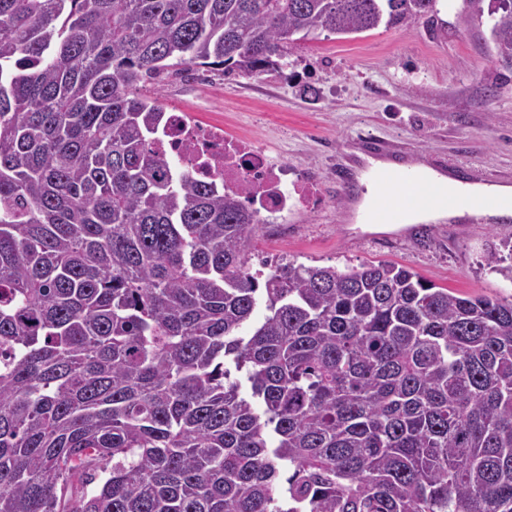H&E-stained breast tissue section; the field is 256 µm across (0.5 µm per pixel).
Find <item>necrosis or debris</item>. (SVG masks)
I'll use <instances>...</instances> for the list:
<instances>
[{"label": "necrosis or debris", "instance_id": "necrosis-or-debris-1", "mask_svg": "<svg viewBox=\"0 0 512 512\" xmlns=\"http://www.w3.org/2000/svg\"><path fill=\"white\" fill-rule=\"evenodd\" d=\"M161 141L185 166L222 183L225 189L256 186L254 206L262 219L285 220L295 203L311 206L317 200L312 182L288 181L287 166L273 162L252 141L192 123L184 113L168 114Z\"/></svg>", "mask_w": 512, "mask_h": 512}]
</instances>
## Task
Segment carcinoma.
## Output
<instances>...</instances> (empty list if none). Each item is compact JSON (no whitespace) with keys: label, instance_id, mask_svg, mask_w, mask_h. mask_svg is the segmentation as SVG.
Returning a JSON list of instances; mask_svg holds the SVG:
<instances>
[{"label":"carcinoma","instance_id":"carcinoma-1","mask_svg":"<svg viewBox=\"0 0 512 512\" xmlns=\"http://www.w3.org/2000/svg\"><path fill=\"white\" fill-rule=\"evenodd\" d=\"M436 2L0 0V512H512V299L254 267L256 188L174 167L140 86Z\"/></svg>","mask_w":512,"mask_h":512}]
</instances>
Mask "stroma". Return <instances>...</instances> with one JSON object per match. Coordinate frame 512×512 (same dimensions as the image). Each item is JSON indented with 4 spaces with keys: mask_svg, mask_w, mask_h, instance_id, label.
<instances>
[{
    "mask_svg": "<svg viewBox=\"0 0 512 512\" xmlns=\"http://www.w3.org/2000/svg\"><path fill=\"white\" fill-rule=\"evenodd\" d=\"M448 2L435 21L405 30L297 41L283 74L228 78L220 67L181 65L145 82L144 93L166 108L255 141L292 176L314 180L321 206L260 225L252 255L308 266L386 261L461 295H512V281L486 264L512 238V221L476 214L441 233L413 224L390 235L361 224L336 177L363 136L478 183L512 176V72L492 50L488 24L463 26L464 0Z\"/></svg>",
    "mask_w": 512,
    "mask_h": 512,
    "instance_id": "1",
    "label": "stroma"
}]
</instances>
